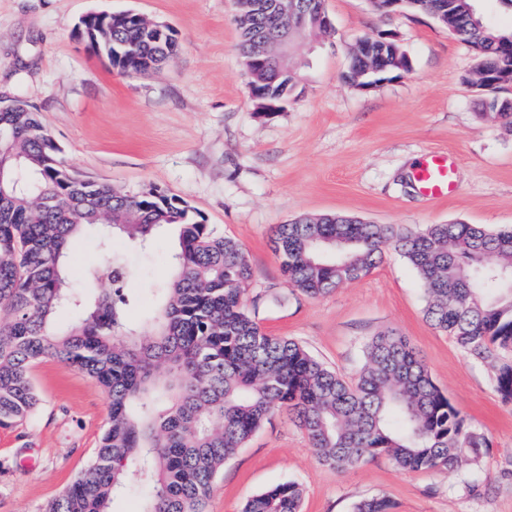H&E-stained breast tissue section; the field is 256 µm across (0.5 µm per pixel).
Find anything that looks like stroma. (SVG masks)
Segmentation results:
<instances>
[{"label":"stroma","instance_id":"obj_1","mask_svg":"<svg viewBox=\"0 0 512 512\" xmlns=\"http://www.w3.org/2000/svg\"><path fill=\"white\" fill-rule=\"evenodd\" d=\"M331 37L300 40L294 95L260 113L236 51L234 0H0V97H23L87 179L136 194L157 187L185 200L252 265L249 292L269 333L286 336L347 379L364 348L393 330L416 348L434 382L485 435L478 461L453 472H404L380 457L339 471L323 465L287 414H273L224 465L208 512H242L263 489H303L302 512H354L382 497L394 512H512V405L489 366L466 356L424 318L425 296L408 262L386 252L368 275L318 299L282 275L275 225L305 215L356 216L377 224L512 227V128L490 118L473 83L472 48L431 16L376 13L370 0H325ZM132 9L178 32L180 51L144 76L120 73L75 37L92 11ZM396 35L411 70L361 89L346 78L359 42ZM447 154L457 188L445 200L417 189L422 154ZM129 276V323L146 328L170 277V236L144 252L114 241ZM36 416L0 428V512H42L94 456L108 422L107 397L86 374L46 357L31 371Z\"/></svg>","mask_w":512,"mask_h":512}]
</instances>
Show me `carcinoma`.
Listing matches in <instances>:
<instances>
[{
  "instance_id": "1",
  "label": "carcinoma",
  "mask_w": 512,
  "mask_h": 512,
  "mask_svg": "<svg viewBox=\"0 0 512 512\" xmlns=\"http://www.w3.org/2000/svg\"><path fill=\"white\" fill-rule=\"evenodd\" d=\"M237 51L247 61L261 40L314 36L325 0H297L302 31L286 21L282 0H240ZM433 16L475 52V72L512 70L505 49L512 29L478 21L474 0H402ZM103 31L94 46L124 74L175 54L177 32L159 33L145 20L99 16L78 35ZM367 60L386 74L410 61L394 41L370 39ZM248 83L252 101L280 106L296 85L269 60ZM484 102L490 117L512 126V109ZM105 246L103 268L84 271L88 283L104 273L113 288H79L71 257L83 232ZM178 239L171 277L151 330L127 325L119 288L122 258L109 248L121 239L145 250L164 232ZM271 243L281 271L297 290L317 299L369 274L392 249L415 270L426 320L461 350L493 366L495 388L512 405V229L480 224L411 227L343 222L335 215L276 227ZM249 257L233 238L218 235L180 197L156 187L122 193L82 179L66 167L61 148L38 112L22 97L0 112V427L29 420L39 404L30 370L52 356L87 374L105 391L109 421L85 471L44 512H108L114 495L137 474L149 492L140 512H207L213 483L276 410L286 408L319 459L338 470L385 455L400 470L448 472L490 447L434 383L416 349L387 331L366 345L353 381L297 341L267 334L247 306ZM77 322L60 327L57 313ZM295 482L251 496L243 512H301ZM385 498L360 502L356 512H392Z\"/></svg>"
}]
</instances>
